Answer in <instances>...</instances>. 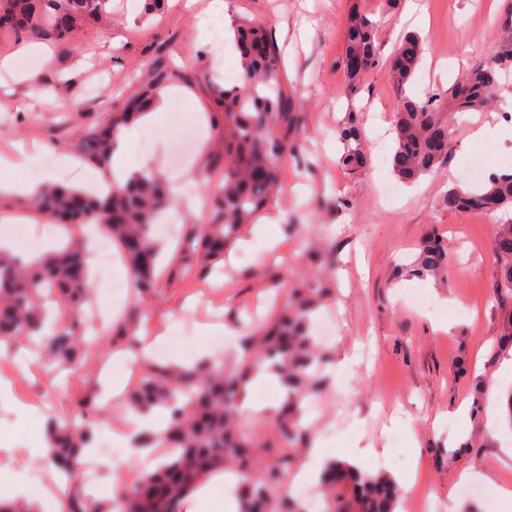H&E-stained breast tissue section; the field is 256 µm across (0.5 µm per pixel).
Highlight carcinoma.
<instances>
[{"instance_id": "obj_1", "label": "carcinoma", "mask_w": 512, "mask_h": 512, "mask_svg": "<svg viewBox=\"0 0 512 512\" xmlns=\"http://www.w3.org/2000/svg\"><path fill=\"white\" fill-rule=\"evenodd\" d=\"M109 2L0 0V28L40 34L77 51L78 25L106 19ZM232 42L241 59L242 82L215 90L224 111V180L204 181L211 218L205 224L186 225L183 244L167 267H162V248L152 226L173 198L159 177L141 175L123 184L110 183L103 192L59 185L30 195V207L63 229L96 224L112 236L143 300L157 294L163 277L207 281L240 226L252 223L279 193L285 158L303 161L299 140L289 137L299 116L291 111L282 87L281 52L272 32L260 20L243 18L233 27ZM345 42L344 95L357 98L369 75L380 70L398 95L391 118L390 166L406 183L448 161L451 115L488 107L502 72L512 69L511 36L496 46L489 62L469 70L450 90L418 97L408 92V86L425 53L420 34H404L384 59L378 29L366 14L354 10ZM178 78L177 70L148 63L142 86L113 101L104 120L85 128L77 143L83 160L108 169L121 130L153 111L158 90ZM336 134L342 145L338 164L352 174L365 170L370 150L362 112H347ZM440 204L448 211L480 214L512 209V171L492 173L466 191L450 189ZM492 258V292L498 306L508 312L502 335L512 343V220L497 225ZM448 264L445 242L430 236L419 249L413 272L439 276ZM89 271V256L75 236L56 253L37 260L0 253V343L29 342L48 327L42 344L49 363L84 373L85 420L77 423L57 414L46 426L53 448L48 464L69 473L81 464L84 449L96 447L99 410L94 391L100 382L94 368L105 350L132 343L143 316L135 301L121 318L88 336L83 311L90 301ZM329 297L326 289L297 285L271 320L241 338L242 354L232 363L203 357L176 369L157 360L141 367L127 398L129 409L135 415L162 409L164 427L146 433L144 443L176 452L147 475L121 477L123 512H183L186 498L218 468L237 476L238 512H305L289 492V476L298 453L311 439L302 401L329 388L325 370L331 353L316 342L312 319ZM262 371L277 378L286 397L273 435L260 440L242 426L238 409L247 386ZM321 484L323 512H396L398 488L384 475L334 461L324 468ZM93 503L81 488L72 487L64 496L62 512H93Z\"/></svg>"}]
</instances>
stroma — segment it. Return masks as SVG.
<instances>
[{
    "label": "stroma",
    "instance_id": "1",
    "mask_svg": "<svg viewBox=\"0 0 512 512\" xmlns=\"http://www.w3.org/2000/svg\"><path fill=\"white\" fill-rule=\"evenodd\" d=\"M165 0L161 12L144 14L143 0H111L108 26L83 24L77 35L79 53L52 44V53L38 57L36 78L21 80L19 48L40 43V36L0 30V155L29 158L27 167L0 169V181L29 180L45 172L49 154L75 156V144L88 123L106 117L118 95L133 90L141 65L154 60L177 68L182 77L161 90L162 109L152 127L151 142L120 140L118 150L133 160L152 158L163 179H183L184 168L169 162L163 131L182 120L198 129L189 166L199 167L224 151V116L214 87L225 77H238V55L229 45L209 40L201 20L210 0ZM512 0H417L416 11L383 10L378 0H224L223 29L242 17L268 24L282 53V80L295 111L302 116L298 138L313 160L312 168L286 159V188L269 204L284 211V221L300 225L285 236L275 257L233 249L232 261L220 262L207 287L186 282L163 283L157 296L144 303L146 326L166 331L159 355L191 360L213 355L210 337L200 325L220 324L227 335L225 358L238 351L234 330L245 311L259 321L277 311L275 298L298 282L327 288L331 300L320 317L332 320L335 360L351 359L347 390L316 399L308 421L337 459L389 476L408 472L417 459L416 485L443 501V512H486L489 496L461 493L459 473L472 467L492 480L512 482V427L503 419L502 401H491V389L512 390V371L501 365L512 356L500 347L503 311L494 300L491 247L498 223L512 213L475 215L438 205L449 189L471 186L465 171L470 154L485 158L489 172L512 169V74L503 76L491 110L455 114L451 120L450 154L441 168L417 185L397 182L390 167L378 164L390 154V138L370 135V166L353 175L337 166L336 127L349 104L342 91L346 77L340 67L345 30L352 9L377 23L382 56H389L400 36L419 32L426 53L419 77L410 90L424 95L448 89L462 71L491 57L505 32L504 10ZM500 127L501 138L474 140L473 122ZM188 166V167H189ZM394 185L392 195L382 183ZM24 194L0 195V205L15 215L22 237L14 250L43 252L57 229L34 220L23 209ZM349 207H341V200ZM448 244L449 268L443 278L410 275L418 248L430 233ZM125 266L94 269L92 299L101 309L120 312L132 303ZM450 323V331L439 323ZM11 369L16 394L0 396V444L18 448L12 462L0 468L24 474L32 488L50 483L53 475L44 458L22 453V445L43 435L48 411L79 412V380L64 373L45 380L27 375L9 356L0 370ZM259 411L243 424L257 437H268L282 398L278 386L257 384L251 390ZM474 414L468 431L453 416L461 402ZM374 447V455L357 458L358 449Z\"/></svg>",
    "mask_w": 512,
    "mask_h": 512
}]
</instances>
